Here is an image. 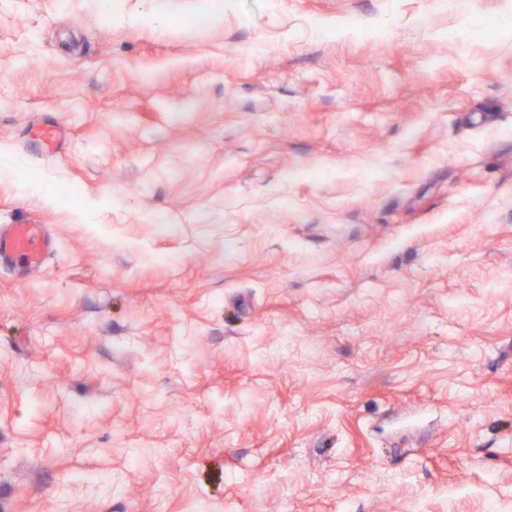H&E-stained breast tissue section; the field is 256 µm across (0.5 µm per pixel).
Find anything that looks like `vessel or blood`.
Instances as JSON below:
<instances>
[{"label":"vessel or blood","mask_w":512,"mask_h":512,"mask_svg":"<svg viewBox=\"0 0 512 512\" xmlns=\"http://www.w3.org/2000/svg\"><path fill=\"white\" fill-rule=\"evenodd\" d=\"M55 250V237L45 224L0 225V269L29 276L40 271Z\"/></svg>","instance_id":"vessel-or-blood-1"}]
</instances>
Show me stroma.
<instances>
[{"label": "stroma", "mask_w": 512, "mask_h": 512, "mask_svg": "<svg viewBox=\"0 0 512 512\" xmlns=\"http://www.w3.org/2000/svg\"><path fill=\"white\" fill-rule=\"evenodd\" d=\"M1 158L0 512H512V0H0ZM54 251L55 237L48 224L0 225V269L29 276L40 271Z\"/></svg>", "instance_id": "stroma-1"}]
</instances>
